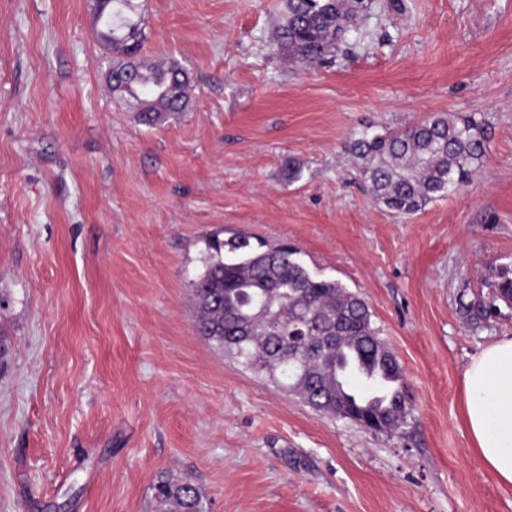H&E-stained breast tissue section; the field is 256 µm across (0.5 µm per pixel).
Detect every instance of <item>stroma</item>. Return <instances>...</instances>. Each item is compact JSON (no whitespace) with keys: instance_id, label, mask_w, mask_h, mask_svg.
Listing matches in <instances>:
<instances>
[{"instance_id":"1","label":"stroma","mask_w":512,"mask_h":512,"mask_svg":"<svg viewBox=\"0 0 512 512\" xmlns=\"http://www.w3.org/2000/svg\"><path fill=\"white\" fill-rule=\"evenodd\" d=\"M142 60L189 111L142 125L107 82L91 0H0V512H512L463 422L459 300L512 264V0H371L325 66L270 49L283 0H139ZM475 115L487 158L409 216L376 202L355 132ZM302 169L289 182V163ZM285 240L364 297L407 385L396 431L331 417L197 335L208 241ZM153 498L155 512H205L202 494L186 477L160 475Z\"/></svg>"}]
</instances>
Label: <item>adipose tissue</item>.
Returning <instances> with one entry per match:
<instances>
[{
  "mask_svg": "<svg viewBox=\"0 0 512 512\" xmlns=\"http://www.w3.org/2000/svg\"><path fill=\"white\" fill-rule=\"evenodd\" d=\"M464 423L486 470L512 485V336L471 357L462 377Z\"/></svg>",
  "mask_w": 512,
  "mask_h": 512,
  "instance_id": "ef3b65f1",
  "label": "adipose tissue"
}]
</instances>
